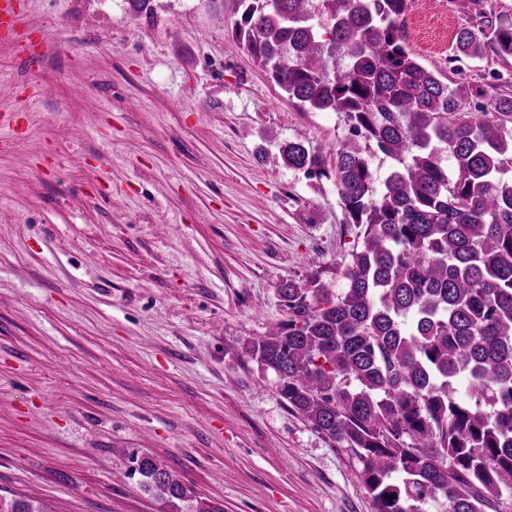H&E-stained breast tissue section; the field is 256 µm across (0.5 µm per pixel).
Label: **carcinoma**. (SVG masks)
Listing matches in <instances>:
<instances>
[{
    "label": "carcinoma",
    "mask_w": 512,
    "mask_h": 512,
    "mask_svg": "<svg viewBox=\"0 0 512 512\" xmlns=\"http://www.w3.org/2000/svg\"><path fill=\"white\" fill-rule=\"evenodd\" d=\"M237 2L236 38L288 99L346 115L341 148L279 152L334 179L362 236L341 293L286 279V319L245 351L288 410L356 452L373 512L439 498L446 512H486L512 491V81L475 90L462 72L488 47L512 58V22L466 0L472 23L445 71L407 47L411 0ZM368 148L394 161L381 183ZM132 463L138 487L176 512H219L153 458ZM0 512L50 507L0 494Z\"/></svg>",
    "instance_id": "obj_1"
}]
</instances>
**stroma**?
<instances>
[{"label":"stroma","instance_id":"1","mask_svg":"<svg viewBox=\"0 0 512 512\" xmlns=\"http://www.w3.org/2000/svg\"><path fill=\"white\" fill-rule=\"evenodd\" d=\"M0 40V490L55 512H174L155 458L223 512H373L358 456L245 352L288 278L342 290L362 239L333 181L279 147L350 137L236 39V0H20ZM468 14L415 0L444 66ZM130 477L136 478L138 487L172 505L178 512H218L202 499L194 498L192 491L179 475L165 468L149 456H133ZM180 503L185 504L183 511Z\"/></svg>","mask_w":512,"mask_h":512}]
</instances>
